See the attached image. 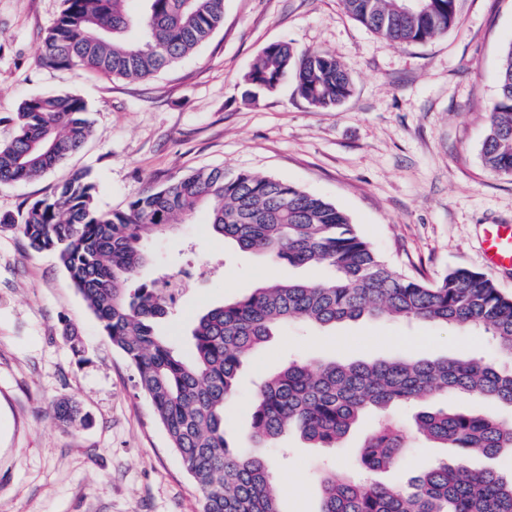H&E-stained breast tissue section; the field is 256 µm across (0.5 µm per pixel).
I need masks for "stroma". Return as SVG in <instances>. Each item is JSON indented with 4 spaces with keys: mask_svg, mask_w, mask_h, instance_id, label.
<instances>
[{
    "mask_svg": "<svg viewBox=\"0 0 512 512\" xmlns=\"http://www.w3.org/2000/svg\"><path fill=\"white\" fill-rule=\"evenodd\" d=\"M63 0H0V144L16 134V113L37 95L67 93L88 105L94 133L46 174L0 187V213L21 215L74 172H87L98 208L124 209L150 189L200 167L274 177L346 213L395 271L436 281L456 268L491 278L512 297V271L496 270L481 248L490 224L512 225V176L481 161L487 110L504 48L512 43V0H460L446 34L397 45L346 14L339 0H225L224 24L194 53L151 79H112L81 67L42 65L37 47ZM275 42L336 56L353 90L338 107L316 109L293 80L244 98L239 87ZM145 277L193 269V285L160 326L182 355L204 309L262 283L317 276L273 264L212 234L206 210L173 234L151 237ZM419 344L421 355L488 352L478 329L412 326L363 318L329 329L289 326L241 370L224 411L231 446L253 451L250 409L256 384L290 360L386 359ZM77 401L83 421L53 415ZM366 415L338 448L299 434L281 439L287 462L275 478L283 512H318L323 465L358 476ZM471 468L512 466V454L466 456L413 440L402 464L374 472L389 486L438 461ZM199 490L134 386V369L101 332L68 273L49 253L0 230V512H200Z\"/></svg>",
    "mask_w": 512,
    "mask_h": 512,
    "instance_id": "obj_1",
    "label": "stroma"
}]
</instances>
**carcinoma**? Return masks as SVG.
Wrapping results in <instances>:
<instances>
[{
    "mask_svg": "<svg viewBox=\"0 0 512 512\" xmlns=\"http://www.w3.org/2000/svg\"><path fill=\"white\" fill-rule=\"evenodd\" d=\"M132 17L127 0H64L38 49L49 67L74 66L112 78H150L193 53L224 22V0H141ZM344 11L395 43L442 35L457 19V0H425L407 13L403 0H341ZM293 75L298 94L318 109L351 93L348 73L327 51L296 53L266 46L243 78V96L274 91ZM85 101L69 94L25 100L17 134L0 146V184L39 177L77 152L93 134ZM482 161L488 174L512 175V43L503 53L498 94L487 113ZM204 208L212 231L245 252L275 263L312 266L327 275L253 289L200 315L191 356L182 357L159 330L175 305L167 279L137 282L149 265L143 240L163 235ZM35 252L53 253L68 272L103 333L135 369V386L151 402L171 448L201 492V512H280L283 490L271 481L265 455L228 446L224 408L237 391L244 360L274 332L293 323L332 328L364 317L483 329L495 358L430 359L409 353L389 359L338 362L312 370L293 361L259 386L251 435L268 448L289 428L318 448H334L370 409L427 404L416 433L448 448L496 456L512 449V299L485 275L466 268L438 281L401 275L360 236L330 201L285 181L221 167L199 169L131 201L98 210L95 186L76 173L34 201L21 219L0 215ZM448 395L475 406L437 408ZM55 418L71 424L79 407L57 404ZM407 430L383 422L367 437L360 464L367 471L397 466L409 447ZM319 512H512V473L473 470L444 461L400 489L334 472L321 481Z\"/></svg>",
    "mask_w": 512,
    "mask_h": 512,
    "instance_id": "carcinoma-1",
    "label": "carcinoma"
}]
</instances>
